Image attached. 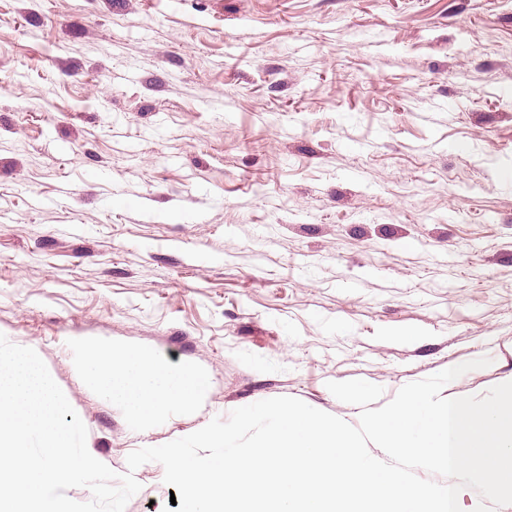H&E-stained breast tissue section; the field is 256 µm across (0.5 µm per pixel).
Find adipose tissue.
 I'll list each match as a JSON object with an SVG mask.
<instances>
[{
	"label": "adipose tissue",
	"mask_w": 512,
	"mask_h": 512,
	"mask_svg": "<svg viewBox=\"0 0 512 512\" xmlns=\"http://www.w3.org/2000/svg\"><path fill=\"white\" fill-rule=\"evenodd\" d=\"M84 369L99 381L107 396L125 403L139 420L152 419L171 399L192 403L206 385L204 377L193 369L173 372L137 352L111 360L91 347L84 352Z\"/></svg>",
	"instance_id": "1"
}]
</instances>
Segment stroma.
<instances>
[{
	"mask_svg": "<svg viewBox=\"0 0 512 512\" xmlns=\"http://www.w3.org/2000/svg\"><path fill=\"white\" fill-rule=\"evenodd\" d=\"M0 334L119 474L269 398L358 425L330 381H512V0H0ZM82 343L207 386L135 420Z\"/></svg>",
	"mask_w": 512,
	"mask_h": 512,
	"instance_id": "35a3bbf8",
	"label": "stroma"
}]
</instances>
